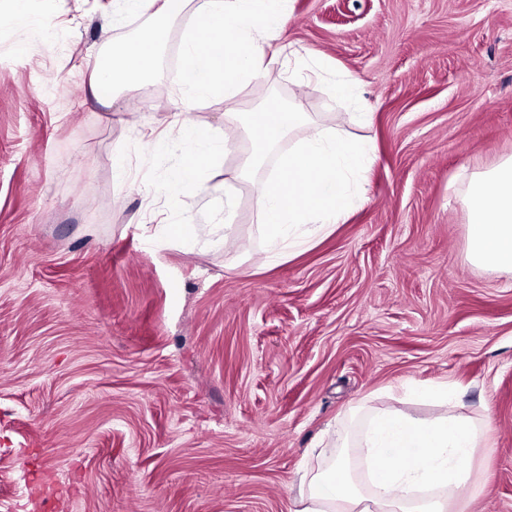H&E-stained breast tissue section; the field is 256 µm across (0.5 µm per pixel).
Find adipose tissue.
Listing matches in <instances>:
<instances>
[{
	"label": "adipose tissue",
	"mask_w": 512,
	"mask_h": 512,
	"mask_svg": "<svg viewBox=\"0 0 512 512\" xmlns=\"http://www.w3.org/2000/svg\"><path fill=\"white\" fill-rule=\"evenodd\" d=\"M281 0H198L197 35L184 50L203 72L188 85L194 97L234 96L264 66L251 34L284 23ZM161 34L152 29L115 47L112 64L95 66L93 95L103 86L139 85L157 56ZM175 137L193 146L189 163L168 184L169 200H178L198 172L210 165L223 145L196 126L183 123ZM465 204L469 260L482 268L512 274V156L475 175ZM420 398L444 408L443 416L420 418L398 408L359 413L352 429L315 469L299 479L295 512H448L449 500L469 501L483 484L470 464L491 431L490 419L455 413L456 393L445 382L418 389ZM362 451L364 468L354 471L350 449Z\"/></svg>",
	"instance_id": "1"
}]
</instances>
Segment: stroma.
I'll return each instance as SVG.
<instances>
[{
    "label": "stroma",
    "mask_w": 512,
    "mask_h": 512,
    "mask_svg": "<svg viewBox=\"0 0 512 512\" xmlns=\"http://www.w3.org/2000/svg\"><path fill=\"white\" fill-rule=\"evenodd\" d=\"M194 7L106 106L96 57L155 16L0 0V512H35L48 478L67 489L50 512H294L345 413L436 416L405 388L437 381L493 422L468 512H512V275L469 261L465 206L512 155V0H288L254 34L262 75L199 100L172 65ZM340 75L357 101L334 98ZM274 92L375 149L358 205L277 259L257 210L272 166L240 175L252 143L224 121ZM178 120L226 148L173 206L191 147L153 141ZM186 221L196 241L171 240Z\"/></svg>",
    "instance_id": "35a3bbf8"
}]
</instances>
